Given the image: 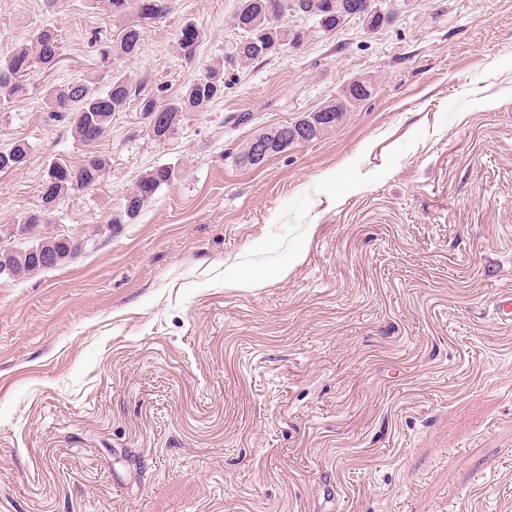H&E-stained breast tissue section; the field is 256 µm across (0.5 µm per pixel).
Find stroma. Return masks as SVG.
I'll list each match as a JSON object with an SVG mask.
<instances>
[{
  "instance_id": "stroma-1",
  "label": "stroma",
  "mask_w": 512,
  "mask_h": 512,
  "mask_svg": "<svg viewBox=\"0 0 512 512\" xmlns=\"http://www.w3.org/2000/svg\"><path fill=\"white\" fill-rule=\"evenodd\" d=\"M238 3L147 25L123 71L169 99L220 61L223 98L164 141L116 113L101 181L38 229L82 251L0 277V512H512V0H379L375 31L290 12L301 42L246 66ZM45 26L60 62L0 104V150L31 145L0 172L5 249L49 164L87 152L47 87L95 77L120 29L87 0H0V58ZM360 78L376 93L333 132L237 162ZM157 166L177 180L113 225ZM184 28H190L193 32V40H185L181 36V31ZM205 37L204 31L191 21H186L180 29L178 38L176 40V49L183 57L191 59L197 50V47ZM31 152L29 142L18 140L6 150H0V172L19 169L27 161Z\"/></svg>"
}]
</instances>
